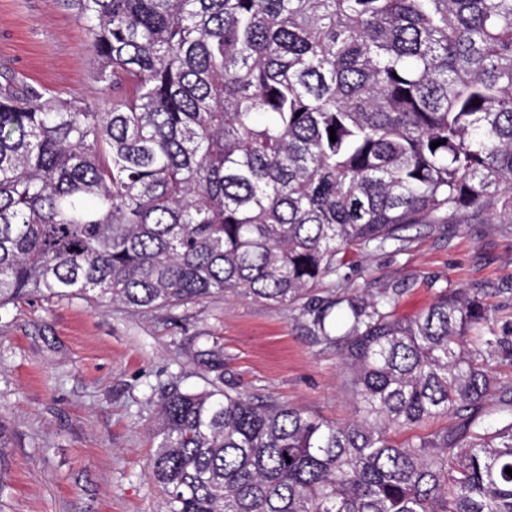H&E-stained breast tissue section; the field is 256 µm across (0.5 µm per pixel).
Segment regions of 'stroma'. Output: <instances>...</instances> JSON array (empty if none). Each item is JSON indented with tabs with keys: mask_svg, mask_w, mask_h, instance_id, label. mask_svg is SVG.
Masks as SVG:
<instances>
[{
	"mask_svg": "<svg viewBox=\"0 0 512 512\" xmlns=\"http://www.w3.org/2000/svg\"><path fill=\"white\" fill-rule=\"evenodd\" d=\"M89 37L71 0H0V86L102 100ZM402 250H352L318 298L398 291L411 317L438 289H481V335L512 341V224L469 216L415 227ZM298 309L246 298L143 312L81 296L35 295L0 308V429L9 438L0 512H161L150 469L155 404L215 377L259 401L325 419L353 416L335 347L317 345ZM212 345L221 368L202 356Z\"/></svg>",
	"mask_w": 512,
	"mask_h": 512,
	"instance_id": "1",
	"label": "stroma"
}]
</instances>
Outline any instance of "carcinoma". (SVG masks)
Listing matches in <instances>:
<instances>
[{
  "instance_id": "1",
  "label": "carcinoma",
  "mask_w": 512,
  "mask_h": 512,
  "mask_svg": "<svg viewBox=\"0 0 512 512\" xmlns=\"http://www.w3.org/2000/svg\"><path fill=\"white\" fill-rule=\"evenodd\" d=\"M74 6L112 96L0 87V307L298 306L356 404L333 422L215 382L166 395L163 512H512V388L483 358L512 345L469 338L479 293L413 318L396 290L301 303L352 247L463 212L512 223V0Z\"/></svg>"
}]
</instances>
